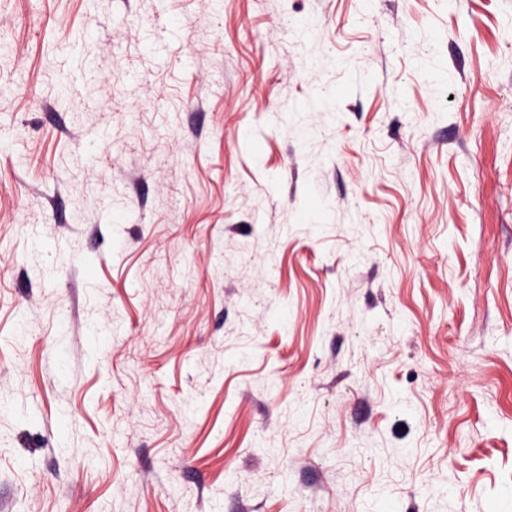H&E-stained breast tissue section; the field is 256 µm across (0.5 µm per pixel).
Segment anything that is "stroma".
<instances>
[{
	"instance_id": "stroma-1",
	"label": "stroma",
	"mask_w": 512,
	"mask_h": 512,
	"mask_svg": "<svg viewBox=\"0 0 512 512\" xmlns=\"http://www.w3.org/2000/svg\"><path fill=\"white\" fill-rule=\"evenodd\" d=\"M0 40V512H512V0Z\"/></svg>"
}]
</instances>
